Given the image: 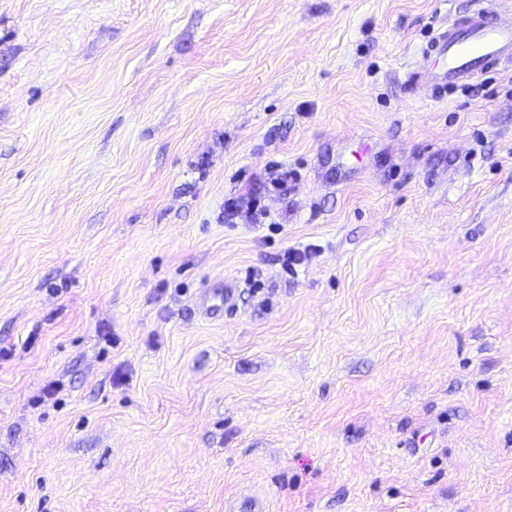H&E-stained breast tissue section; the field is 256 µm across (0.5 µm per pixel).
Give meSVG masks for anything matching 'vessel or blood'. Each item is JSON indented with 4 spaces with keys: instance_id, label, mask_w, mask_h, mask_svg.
<instances>
[{
    "instance_id": "vessel-or-blood-1",
    "label": "vessel or blood",
    "mask_w": 512,
    "mask_h": 512,
    "mask_svg": "<svg viewBox=\"0 0 512 512\" xmlns=\"http://www.w3.org/2000/svg\"><path fill=\"white\" fill-rule=\"evenodd\" d=\"M423 58L425 67L408 72V83L424 80L435 91L466 84L486 67L512 63V20L478 9L440 31Z\"/></svg>"
}]
</instances>
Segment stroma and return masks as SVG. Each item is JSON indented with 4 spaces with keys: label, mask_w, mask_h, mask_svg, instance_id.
Wrapping results in <instances>:
<instances>
[{
    "label": "stroma",
    "mask_w": 512,
    "mask_h": 512,
    "mask_svg": "<svg viewBox=\"0 0 512 512\" xmlns=\"http://www.w3.org/2000/svg\"><path fill=\"white\" fill-rule=\"evenodd\" d=\"M488 2L0 0V512H512ZM423 58L425 67L408 72V83L417 85L425 75L434 91L464 85L486 67L512 63V20L480 8L463 23L455 21L440 31Z\"/></svg>",
    "instance_id": "1"
}]
</instances>
